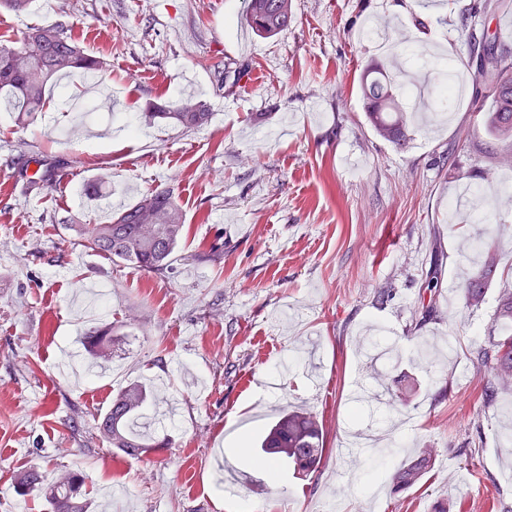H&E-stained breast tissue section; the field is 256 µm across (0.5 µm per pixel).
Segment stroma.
Returning a JSON list of instances; mask_svg holds the SVG:
<instances>
[{"label": "stroma", "instance_id": "1", "mask_svg": "<svg viewBox=\"0 0 512 512\" xmlns=\"http://www.w3.org/2000/svg\"><path fill=\"white\" fill-rule=\"evenodd\" d=\"M483 0L420 9L398 0H293L280 34L255 35L243 0H31L0 6V41L63 24L108 70L56 78L34 124L0 112V512H45L13 487L39 466L78 472L88 512H512V393L480 397L471 361L497 304L468 308L465 258L485 223L512 277V203L485 154L489 98L465 85L446 120L406 148L365 118L368 65L428 79L437 99L465 76L461 15ZM383 40L361 37L367 24ZM235 59L257 84L224 81ZM206 100L208 125L146 122L147 103ZM48 156L65 188L35 193L23 160ZM171 189L184 216L165 273L136 272L77 243L115 197ZM438 279L434 319L420 298ZM105 290L112 363L99 368L74 305ZM387 301H379L380 289ZM142 382L169 447L134 459L97 430L117 392ZM303 407L324 425L318 473L268 481L253 463L276 414ZM371 439L346 449L357 433ZM445 458L407 492L388 472L419 450ZM236 484L227 496L222 481Z\"/></svg>", "mask_w": 512, "mask_h": 512}]
</instances>
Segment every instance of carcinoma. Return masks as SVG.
<instances>
[{
	"mask_svg": "<svg viewBox=\"0 0 512 512\" xmlns=\"http://www.w3.org/2000/svg\"><path fill=\"white\" fill-rule=\"evenodd\" d=\"M245 19L259 36L271 37L288 28L292 19V0H245ZM468 67L473 84L488 91L491 106L483 113L485 128L500 143L512 141V50L495 39L471 33L467 42ZM81 69L103 74L105 63L84 53L65 35L63 25L31 27L12 46L0 44V109L15 113L16 125L30 126L46 106L45 87L63 71ZM365 115L372 128L384 139L403 146L409 139L415 117L401 106L396 89L379 66H370L361 84ZM150 119L169 120L186 130L205 125L210 117L207 103L199 100L189 107L172 109L151 104L145 112ZM56 182V165L43 164L41 172L29 178L30 188L45 191ZM184 228L183 214L173 192L155 189L143 193L123 207L105 224H96L81 236L82 246L140 272L162 274L171 265ZM480 266L465 282L464 294L470 308L480 307L487 289L498 279V262L491 232L481 238ZM112 323L88 329L82 341L93 355L109 358ZM474 365L488 371L480 387V397L493 400L499 391L512 387V284L499 289L488 344L476 350ZM148 401L145 385L133 382L112 399L107 413L99 421V430L112 447L133 457L156 448L167 440H158L135 429L136 421ZM323 424L304 409L282 412L262 441V451L274 459H288L294 469L311 473L323 456ZM435 457L420 453L394 468L387 476L394 493L417 485L434 466ZM19 494L38 491L47 512H85V478L72 472L60 481H52L36 467L17 477Z\"/></svg>",
	"mask_w": 512,
	"mask_h": 512,
	"instance_id": "carcinoma-1",
	"label": "carcinoma"
}]
</instances>
